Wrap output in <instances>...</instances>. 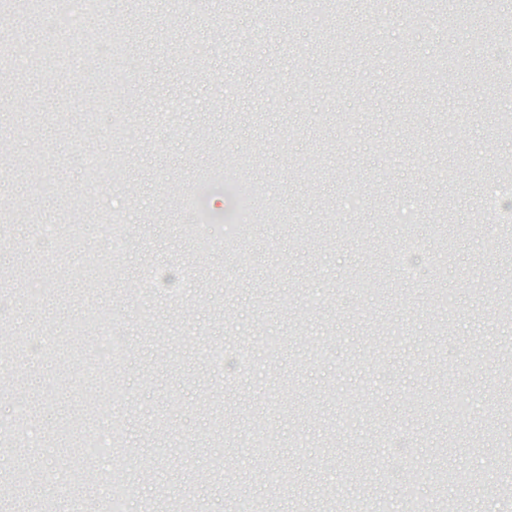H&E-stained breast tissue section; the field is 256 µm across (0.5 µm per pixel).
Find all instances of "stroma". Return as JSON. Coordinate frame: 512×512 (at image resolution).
Here are the masks:
<instances>
[{"instance_id":"stroma-1","label":"stroma","mask_w":512,"mask_h":512,"mask_svg":"<svg viewBox=\"0 0 512 512\" xmlns=\"http://www.w3.org/2000/svg\"><path fill=\"white\" fill-rule=\"evenodd\" d=\"M454 3L386 0L380 25L367 0L343 21L291 0L259 27L256 0H162L150 17L112 0L67 34L69 67L46 52L47 15L23 0L0 13V417L20 404L29 418L0 448L6 512H108L117 483L124 512H236L241 495L258 512H408L413 492L437 512H512L494 462L512 436V223L481 208L512 180V40L494 35L512 0L474 19ZM475 27L491 34L477 66L493 90L457 59ZM237 155L279 221L237 250L209 231L199 253L180 196L208 173L211 210L234 211L218 161ZM102 214L124 228L120 257ZM37 224L54 225V251L29 247ZM93 311L122 338L117 372L97 366ZM214 345L247 347L250 367L213 368ZM451 393L464 407L447 422ZM89 425L120 430L110 460L85 456Z\"/></svg>"}]
</instances>
